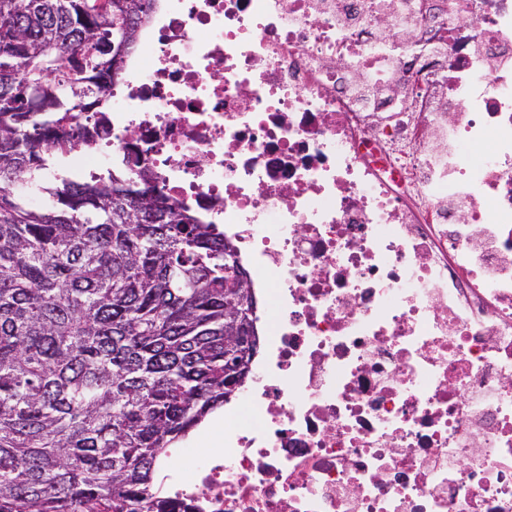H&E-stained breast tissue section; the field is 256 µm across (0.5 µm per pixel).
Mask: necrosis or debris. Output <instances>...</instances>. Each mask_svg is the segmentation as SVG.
<instances>
[{"label": "necrosis or debris", "mask_w": 512, "mask_h": 512, "mask_svg": "<svg viewBox=\"0 0 512 512\" xmlns=\"http://www.w3.org/2000/svg\"><path fill=\"white\" fill-rule=\"evenodd\" d=\"M73 174L221 221L265 307L176 512H512V0H157Z\"/></svg>", "instance_id": "4bbe7bcc"}]
</instances>
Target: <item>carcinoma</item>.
I'll use <instances>...</instances> for the list:
<instances>
[{
	"instance_id": "carcinoma-1",
	"label": "carcinoma",
	"mask_w": 512,
	"mask_h": 512,
	"mask_svg": "<svg viewBox=\"0 0 512 512\" xmlns=\"http://www.w3.org/2000/svg\"><path fill=\"white\" fill-rule=\"evenodd\" d=\"M154 7L0 0V512H175L168 452L228 402L224 231L118 169L48 181Z\"/></svg>"
}]
</instances>
